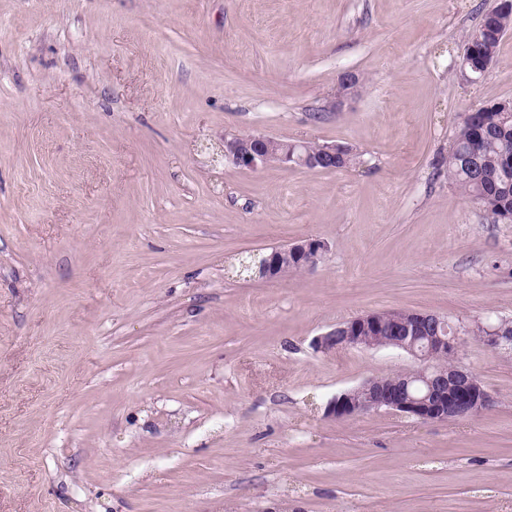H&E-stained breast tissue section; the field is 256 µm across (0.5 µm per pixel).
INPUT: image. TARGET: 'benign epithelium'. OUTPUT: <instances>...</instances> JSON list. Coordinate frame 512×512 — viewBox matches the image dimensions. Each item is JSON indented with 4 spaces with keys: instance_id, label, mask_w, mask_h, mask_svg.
Wrapping results in <instances>:
<instances>
[{
    "instance_id": "1",
    "label": "benign epithelium",
    "mask_w": 512,
    "mask_h": 512,
    "mask_svg": "<svg viewBox=\"0 0 512 512\" xmlns=\"http://www.w3.org/2000/svg\"><path fill=\"white\" fill-rule=\"evenodd\" d=\"M359 81L344 73L336 88L333 109H341L358 93ZM337 145L322 144L312 154L297 143L263 133H227L224 158L246 169L277 163L309 171H323L336 160ZM300 256L303 270L315 267L326 251L318 239H307L290 246ZM263 277L285 274L284 255L279 249L259 256ZM384 336L383 347L401 351L419 361V367L388 376H374L358 386L334 396L324 414L344 419L380 409L423 421L441 422L474 416L492 407L493 397L478 377L459 366L453 358L463 340V330L449 325L444 316L426 312H408L405 320L388 324L375 312L363 314L338 325L320 337L317 345L325 349L372 348L375 336ZM482 340L494 348L512 346V325L486 329Z\"/></svg>"
}]
</instances>
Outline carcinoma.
Segmentation results:
<instances>
[{
    "instance_id": "carcinoma-1",
    "label": "carcinoma",
    "mask_w": 512,
    "mask_h": 512,
    "mask_svg": "<svg viewBox=\"0 0 512 512\" xmlns=\"http://www.w3.org/2000/svg\"><path fill=\"white\" fill-rule=\"evenodd\" d=\"M512 31V13L492 9L469 32L481 37L480 48L468 57L476 69L494 58L504 36ZM512 111L502 107H480L466 113L448 153V181L471 201L480 205L496 222L512 223Z\"/></svg>"
}]
</instances>
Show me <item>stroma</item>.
I'll return each mask as SVG.
<instances>
[{"instance_id":"1","label":"stroma","mask_w":512,"mask_h":512,"mask_svg":"<svg viewBox=\"0 0 512 512\" xmlns=\"http://www.w3.org/2000/svg\"><path fill=\"white\" fill-rule=\"evenodd\" d=\"M494 3L0 0V512L512 507V353L461 345L476 417L335 420L416 362L313 345L368 312L512 320V224L443 165L464 113L512 100V31L482 80L457 65ZM228 132L360 161L243 169ZM307 238L309 271L240 268Z\"/></svg>"}]
</instances>
